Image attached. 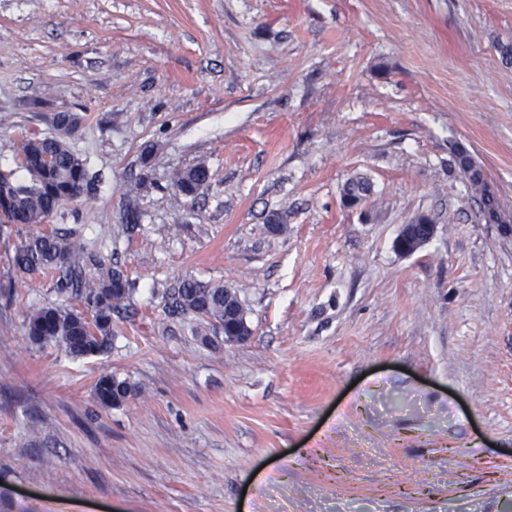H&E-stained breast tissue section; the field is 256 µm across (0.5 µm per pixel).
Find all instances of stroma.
<instances>
[{"label": "stroma", "instance_id": "stroma-1", "mask_svg": "<svg viewBox=\"0 0 512 512\" xmlns=\"http://www.w3.org/2000/svg\"><path fill=\"white\" fill-rule=\"evenodd\" d=\"M505 42L512 0H0V171L81 115L95 191L43 229L135 284L107 352L33 344L55 274L0 234V512H512V227L450 151L512 213ZM183 278L232 288L249 338L168 315ZM105 375L135 394L102 406ZM453 160L461 177L466 181L471 196L479 205V212L487 215L492 223L509 226L512 217L500 206L498 199L486 180L484 170L478 165L469 151L461 144L453 147ZM208 180L209 168L200 162L184 171H177L171 179V186L182 195L194 198ZM371 193V183L366 177L354 176L349 178L342 188V199L345 204H359Z\"/></svg>", "mask_w": 512, "mask_h": 512}]
</instances>
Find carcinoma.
I'll return each instance as SVG.
<instances>
[{
  "label": "carcinoma",
  "instance_id": "cac0c4a2",
  "mask_svg": "<svg viewBox=\"0 0 512 512\" xmlns=\"http://www.w3.org/2000/svg\"><path fill=\"white\" fill-rule=\"evenodd\" d=\"M14 151L27 177L0 173V195L9 208L0 216V224H43L57 213L63 202L89 191L91 180L85 162L75 155L66 141L55 136H23ZM453 160L466 181L479 212L492 223L512 224V216L500 206L486 180L484 170L462 145L453 147ZM209 180V168L202 162L176 172L172 188L186 197H195ZM371 193V183L363 176L349 178L342 188V199L349 206L363 201ZM15 267L25 275L43 270L58 273L54 292L61 301L34 302L29 306L25 329L29 339L39 345H54L74 357L102 353L112 340V314L129 298L133 284L116 265L106 262L99 251L85 242L71 240L59 231L27 238L16 249ZM244 307L234 292L224 291L221 282L183 279L164 293L165 308L171 315L195 314L218 326L233 325V315H224V300ZM80 301L73 306L70 300ZM134 392L133 387L110 376L96 386L99 402L112 406Z\"/></svg>",
  "mask_w": 512,
  "mask_h": 512
}]
</instances>
